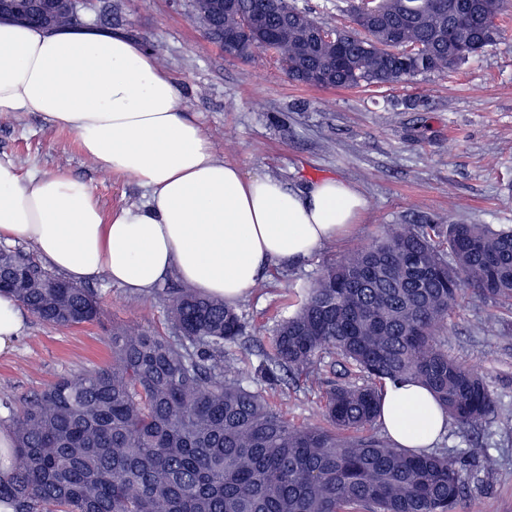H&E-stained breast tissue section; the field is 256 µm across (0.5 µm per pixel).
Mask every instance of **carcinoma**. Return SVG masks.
<instances>
[{"mask_svg":"<svg viewBox=\"0 0 512 512\" xmlns=\"http://www.w3.org/2000/svg\"><path fill=\"white\" fill-rule=\"evenodd\" d=\"M336 27L343 56L317 44L326 22L288 25L292 0H191V21L215 43L259 18L294 81L324 87L393 85L446 73L499 44L506 0H371L369 14ZM79 4L27 17L73 25ZM0 288L42 322L96 318V294L21 252L0 247ZM512 304V226L392 224L329 264L297 310L274 329L260 377L286 389L314 379L321 422L297 426L246 384L247 353L224 354L245 335L238 310L189 290L169 292L168 334L112 326V364L62 378L18 402L0 395L15 439L0 504L12 512H479L465 465L491 472L484 443L461 456L412 452L370 430L389 385L428 388L458 432L498 413L495 393L442 347L463 292ZM342 373L323 374L324 355Z\"/></svg>","mask_w":512,"mask_h":512,"instance_id":"carcinoma-1","label":"carcinoma"}]
</instances>
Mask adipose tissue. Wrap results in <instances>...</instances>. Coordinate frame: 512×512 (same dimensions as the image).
Segmentation results:
<instances>
[{
  "label": "adipose tissue",
  "mask_w": 512,
  "mask_h": 512,
  "mask_svg": "<svg viewBox=\"0 0 512 512\" xmlns=\"http://www.w3.org/2000/svg\"><path fill=\"white\" fill-rule=\"evenodd\" d=\"M6 112H36L73 131L102 169L149 192L106 213L88 184L23 175L0 156V240L32 243L75 284L103 276L147 296L171 276L232 305L271 265L348 234L365 205L341 179L291 190L218 160L156 54L119 33L0 23ZM380 423L405 448H430L448 429L435 399L412 383L387 386Z\"/></svg>",
  "instance_id": "obj_1"
}]
</instances>
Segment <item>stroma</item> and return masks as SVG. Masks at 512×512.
<instances>
[{"label": "stroma", "instance_id": "35a3bbf8", "mask_svg": "<svg viewBox=\"0 0 512 512\" xmlns=\"http://www.w3.org/2000/svg\"><path fill=\"white\" fill-rule=\"evenodd\" d=\"M189 0H95L80 22L121 32L154 50L190 117L215 156L249 175L268 174L288 187L336 177L352 183L367 206L355 231L292 265L274 264L237 304L253 353L276 321L290 315L324 266L380 238L386 225L446 223L512 225V11L499 23L504 40L455 70L427 72L383 87L322 89L288 78L269 59L246 61L224 52L189 18ZM0 154L21 173H64L89 184L104 211L145 202L146 189L88 158L76 135L38 113H0ZM100 318L61 328L27 317L13 350L0 354V394L15 398L62 376L108 364L113 323L166 333V307L97 278ZM497 315L499 325L483 320ZM450 356L481 375L500 410L480 428L496 444L498 465L467 468L481 512H512V307L466 295L448 319Z\"/></svg>", "mask_w": 512, "mask_h": 512}]
</instances>
